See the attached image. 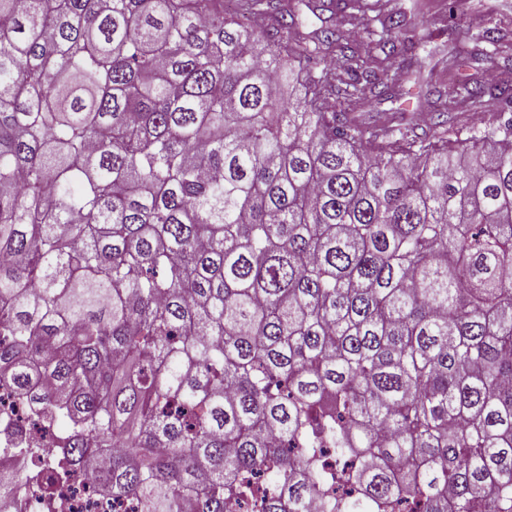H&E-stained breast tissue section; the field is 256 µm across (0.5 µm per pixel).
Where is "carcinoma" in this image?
Masks as SVG:
<instances>
[{
    "mask_svg": "<svg viewBox=\"0 0 512 512\" xmlns=\"http://www.w3.org/2000/svg\"><path fill=\"white\" fill-rule=\"evenodd\" d=\"M338 82L390 89L284 0H0V383L58 439L18 449L37 497L97 465L143 512H512V117L380 133Z\"/></svg>",
    "mask_w": 512,
    "mask_h": 512,
    "instance_id": "obj_1",
    "label": "carcinoma"
}]
</instances>
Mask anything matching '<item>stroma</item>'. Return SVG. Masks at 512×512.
Wrapping results in <instances>:
<instances>
[{
	"label": "stroma",
	"mask_w": 512,
	"mask_h": 512,
	"mask_svg": "<svg viewBox=\"0 0 512 512\" xmlns=\"http://www.w3.org/2000/svg\"><path fill=\"white\" fill-rule=\"evenodd\" d=\"M340 7L330 21L346 37L357 43L378 72L399 74L393 93L380 98L347 99L333 97L334 111L355 116L365 127L385 125L426 131L433 113L448 111L450 134L467 137L472 129L495 123L494 106L485 102L454 104L457 86L493 82L512 89V0H377L381 16L412 11L413 47L403 58L387 59L371 31L376 23L371 14L361 11L357 0H339ZM492 28L498 33L496 44L485 46L478 61L464 60L458 70L448 72L435 67L430 48L455 43L462 24Z\"/></svg>",
	"instance_id": "obj_1"
}]
</instances>
